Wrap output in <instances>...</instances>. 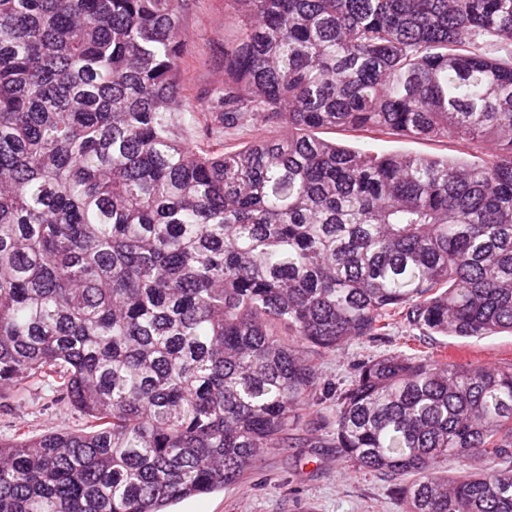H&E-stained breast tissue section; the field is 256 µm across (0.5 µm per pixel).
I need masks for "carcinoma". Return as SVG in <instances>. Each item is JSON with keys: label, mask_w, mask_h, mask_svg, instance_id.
I'll return each instance as SVG.
<instances>
[{"label": "carcinoma", "mask_w": 512, "mask_h": 512, "mask_svg": "<svg viewBox=\"0 0 512 512\" xmlns=\"http://www.w3.org/2000/svg\"><path fill=\"white\" fill-rule=\"evenodd\" d=\"M189 2L0 0V388L84 420L0 438V512H167L288 447L331 395L317 357L397 316L512 331V60L485 50L512 0H224V84L195 105ZM335 400L340 454L404 512H512L511 367L379 356ZM317 135L329 141L347 144L379 153H419L448 158L465 156L461 154L460 145L450 138L416 140L396 138L394 136L378 135L367 132H347L340 130H320Z\"/></svg>", "instance_id": "obj_1"}]
</instances>
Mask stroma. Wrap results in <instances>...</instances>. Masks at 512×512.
I'll use <instances>...</instances> for the list:
<instances>
[{
    "mask_svg": "<svg viewBox=\"0 0 512 512\" xmlns=\"http://www.w3.org/2000/svg\"><path fill=\"white\" fill-rule=\"evenodd\" d=\"M229 19L224 0H191L183 18L189 35L188 53L181 71L184 93L197 101L224 80V28ZM321 138L379 153H419L457 157L460 145L450 138L416 140L367 132L327 129ZM416 354L448 357L461 366L490 369L512 367V333L501 332L480 340L425 336L407 323L395 324L387 335L345 344L325 357L321 372L333 388L344 389L357 367L382 355ZM335 408L322 405L318 413L296 418L288 434L295 448L268 450L238 485L183 500L171 512H402L393 483L378 473L356 472L344 464L331 434ZM30 435L79 429V414L55 406L51 394L32 387L23 399L0 394V437L13 435L17 425Z\"/></svg>",
    "mask_w": 512,
    "mask_h": 512,
    "instance_id": "stroma-1",
    "label": "stroma"
}]
</instances>
